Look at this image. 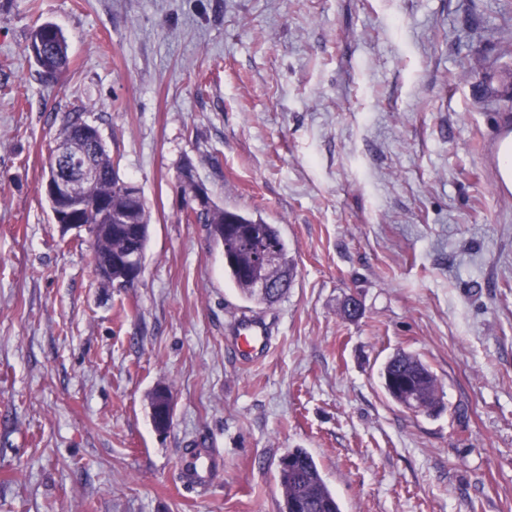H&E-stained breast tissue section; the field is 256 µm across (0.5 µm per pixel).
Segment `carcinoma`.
I'll list each match as a JSON object with an SVG mask.
<instances>
[{"instance_id":"carcinoma-1","label":"carcinoma","mask_w":512,"mask_h":512,"mask_svg":"<svg viewBox=\"0 0 512 512\" xmlns=\"http://www.w3.org/2000/svg\"><path fill=\"white\" fill-rule=\"evenodd\" d=\"M54 24L46 22L35 29L29 39L27 50L44 45L43 54L33 56L38 68L66 71L68 66V46L62 34L52 31ZM97 127L83 119L82 113L67 114L62 123L59 137L74 142L78 149L90 154L100 167L104 177L93 187L89 200L77 221L88 225L93 238L98 276L106 288L122 290L131 287L122 270L111 267L116 252L132 248L145 253L151 224V212L147 202H142L136 215L138 224L125 234L107 235L99 230L105 223L97 201H103L112 213H124L131 206L127 187L112 179L114 161L104 146L94 145L85 135L96 131ZM189 223L202 224L209 237L224 251V274L247 301L257 305H272L283 297L278 288L282 281L293 282L295 261L289 254L288 243L276 224H268L260 218L238 210H229L217 204L211 208L195 212H184ZM262 251L276 254L277 260L268 265L256 264L257 255ZM259 280L277 286L267 297L256 293ZM383 387L389 398L396 404L416 412H429L440 404L437 378L430 368L419 358L398 352L391 356L381 369ZM284 458L289 466L279 469L277 481L283 498L282 512H342L335 494L327 486L313 456L304 448H293Z\"/></svg>"}]
</instances>
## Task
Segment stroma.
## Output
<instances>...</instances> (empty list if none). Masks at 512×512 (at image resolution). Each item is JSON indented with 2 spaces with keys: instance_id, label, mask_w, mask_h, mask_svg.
<instances>
[{
  "instance_id": "stroma-1",
  "label": "stroma",
  "mask_w": 512,
  "mask_h": 512,
  "mask_svg": "<svg viewBox=\"0 0 512 512\" xmlns=\"http://www.w3.org/2000/svg\"><path fill=\"white\" fill-rule=\"evenodd\" d=\"M45 22L68 42L55 84L26 50ZM71 112L152 212L119 292L43 192ZM511 125L512 0H0V512H280L291 448L343 512H512ZM186 160L279 225L296 278L272 306L182 220ZM245 314L269 331L249 366L226 342ZM399 350L437 413L386 395ZM188 448L223 454L211 489L184 485Z\"/></svg>"
}]
</instances>
